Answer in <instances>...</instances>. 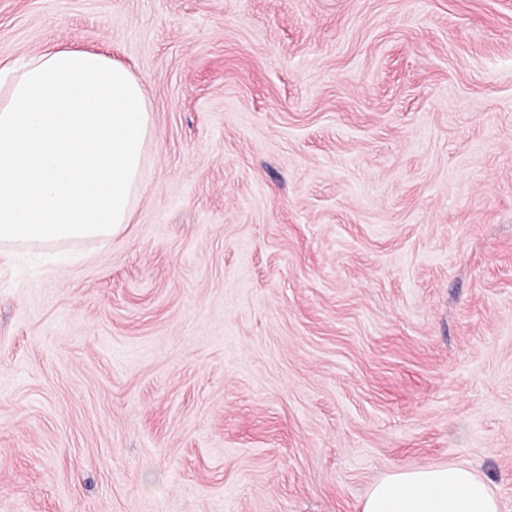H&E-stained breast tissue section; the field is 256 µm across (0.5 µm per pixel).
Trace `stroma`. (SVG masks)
Here are the masks:
<instances>
[{
    "instance_id": "35a3bbf8",
    "label": "stroma",
    "mask_w": 512,
    "mask_h": 512,
    "mask_svg": "<svg viewBox=\"0 0 512 512\" xmlns=\"http://www.w3.org/2000/svg\"><path fill=\"white\" fill-rule=\"evenodd\" d=\"M144 83L133 218L0 253V512H512V0H0ZM361 512H501V507L475 469L448 462L385 475L370 487Z\"/></svg>"
}]
</instances>
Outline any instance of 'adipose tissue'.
I'll list each match as a JSON object with an SVG mask.
<instances>
[{"mask_svg": "<svg viewBox=\"0 0 512 512\" xmlns=\"http://www.w3.org/2000/svg\"><path fill=\"white\" fill-rule=\"evenodd\" d=\"M361 512H501V507L475 469L451 462L385 475L370 487Z\"/></svg>", "mask_w": 512, "mask_h": 512, "instance_id": "1", "label": "adipose tissue"}]
</instances>
